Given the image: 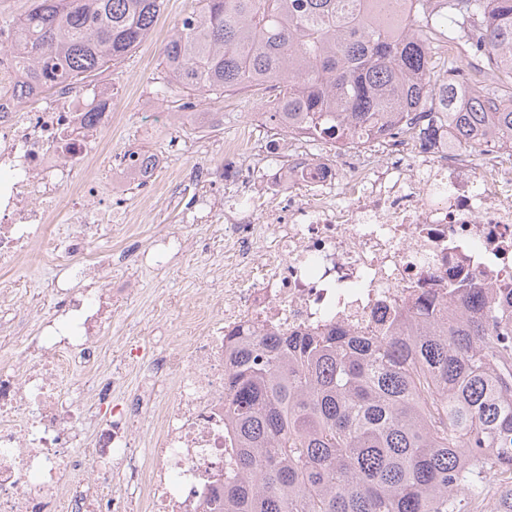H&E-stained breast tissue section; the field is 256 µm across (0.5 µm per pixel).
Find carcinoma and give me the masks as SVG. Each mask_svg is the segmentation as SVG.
Masks as SVG:
<instances>
[{"label":"carcinoma","instance_id":"carcinoma-1","mask_svg":"<svg viewBox=\"0 0 512 512\" xmlns=\"http://www.w3.org/2000/svg\"><path fill=\"white\" fill-rule=\"evenodd\" d=\"M164 0H33L19 68L82 81L152 37ZM483 54L466 80L441 44ZM170 81L221 98L260 80L324 142L437 111L458 143L512 144V0H198L162 47ZM239 448L224 512H512V285L420 305L381 335L240 337L224 368ZM502 483L483 502L488 476Z\"/></svg>","mask_w":512,"mask_h":512}]
</instances>
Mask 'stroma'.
I'll use <instances>...</instances> for the list:
<instances>
[{
    "mask_svg": "<svg viewBox=\"0 0 512 512\" xmlns=\"http://www.w3.org/2000/svg\"><path fill=\"white\" fill-rule=\"evenodd\" d=\"M192 3L165 0L152 38L121 63L84 82L88 89L97 83L112 86L114 118L102 138L113 157L136 149L154 153L159 162L152 186L132 181L121 184L120 200L112 208V227L94 236L93 250L114 253L130 239L145 246L155 234L165 231L179 233L189 243L202 237L210 244L208 252L189 246L171 255L164 269L139 272L137 300L113 320L102 343L101 360L107 369L131 343H139L146 352L184 343L193 329L183 315L198 288L203 287L209 274H220L236 265L234 254L224 243L223 215L202 224L184 205L178 187L185 168L196 164L207 168L215 184V196L230 201L237 195V186L223 178L225 143L233 142L244 149L269 144L273 139L267 126H247L248 113L261 107L250 95L218 100L199 96L195 99V116H184L182 105L187 96L178 86L169 85L161 64V48L173 22ZM51 258V247L35 250L11 281H0V307H27L33 328L56 303L44 288Z\"/></svg>",
    "mask_w": 512,
    "mask_h": 512,
    "instance_id": "obj_1",
    "label": "stroma"
}]
</instances>
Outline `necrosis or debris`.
<instances>
[{"mask_svg":"<svg viewBox=\"0 0 512 512\" xmlns=\"http://www.w3.org/2000/svg\"><path fill=\"white\" fill-rule=\"evenodd\" d=\"M0 30V272L47 242L67 210L74 229L47 286L57 298L37 335L28 313H0V512H224V465L237 443L224 418V366L238 328L315 333L370 331L423 297L447 300L456 284L512 280V163L503 142L482 160L459 151L433 113L391 129L329 143L316 154L308 127L284 130L288 163L241 188L224 211L237 257L217 316L192 310L186 345L141 357L137 349L96 373L112 315L136 300L112 256L91 249L89 220L111 205L113 182L96 174L108 156L110 88L59 83L18 97L12 47ZM271 235L262 246L263 235ZM251 278L238 284L239 272ZM95 287H82L85 279ZM79 289H71V282ZM140 383L126 391L128 369ZM146 430L138 451V430Z\"/></svg>","mask_w":512,"mask_h":512,"instance_id":"obj_1","label":"necrosis or debris"}]
</instances>
